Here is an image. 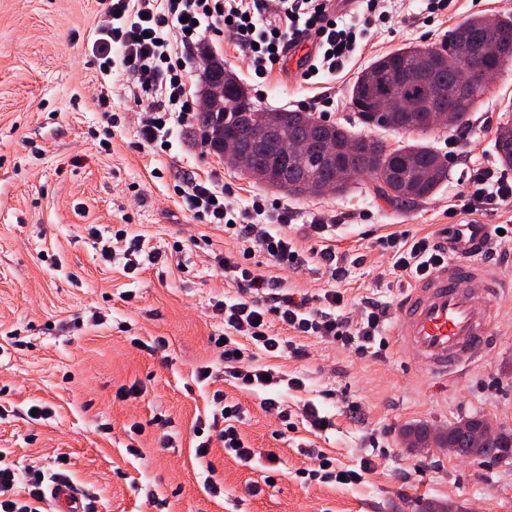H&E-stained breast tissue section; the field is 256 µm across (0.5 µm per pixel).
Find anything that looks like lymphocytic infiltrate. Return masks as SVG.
Masks as SVG:
<instances>
[{
  "label": "lymphocytic infiltrate",
  "instance_id": "obj_1",
  "mask_svg": "<svg viewBox=\"0 0 512 512\" xmlns=\"http://www.w3.org/2000/svg\"><path fill=\"white\" fill-rule=\"evenodd\" d=\"M98 23L92 54L104 73H134L147 100L148 118L139 129L140 139L157 143L168 133L172 115L189 119L198 112L197 98L190 96L177 69L180 48L198 42L202 32L229 33L237 45L248 49L255 73L271 72L288 42L309 31L320 37L318 52L307 70L336 73L356 51L364 33L355 27H339L328 13L325 0H281L277 25H263L254 17L256 0H96ZM180 196L201 224H218L242 241H252L274 262L297 261L299 254L287 224L275 231L257 232L246 211L237 212L224 200V184L217 175L190 181ZM395 264L402 276L426 275L444 262L438 243L423 237L408 241L391 237ZM221 269L231 274L238 288L234 301L224 307V327L230 337L224 343V366L230 377L247 390L268 387L265 367L247 363V351L266 354L291 349L303 356L300 347H288L286 333L337 339L367 353L387 319L385 307L367 304L360 318L340 314V294L330 290L312 307L308 297L273 291L272 282L249 268L224 260Z\"/></svg>",
  "mask_w": 512,
  "mask_h": 512
}]
</instances>
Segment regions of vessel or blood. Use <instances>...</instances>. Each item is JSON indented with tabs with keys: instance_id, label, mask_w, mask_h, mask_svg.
<instances>
[{
	"instance_id": "obj_1",
	"label": "vessel or blood",
	"mask_w": 512,
	"mask_h": 512,
	"mask_svg": "<svg viewBox=\"0 0 512 512\" xmlns=\"http://www.w3.org/2000/svg\"><path fill=\"white\" fill-rule=\"evenodd\" d=\"M317 35H304L284 51V74L296 80L308 68ZM488 243L487 227L467 224L452 229L444 242L446 263L415 280L400 303L393 329L396 345L420 357L430 374L445 381L473 366L489 336L485 297L500 294L503 284L475 262ZM47 512H85L82 493L69 482L51 484Z\"/></svg>"
}]
</instances>
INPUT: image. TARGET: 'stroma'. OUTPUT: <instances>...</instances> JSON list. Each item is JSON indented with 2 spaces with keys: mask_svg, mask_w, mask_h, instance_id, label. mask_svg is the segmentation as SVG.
I'll list each match as a JSON object with an SVG mask.
<instances>
[{
  "mask_svg": "<svg viewBox=\"0 0 512 512\" xmlns=\"http://www.w3.org/2000/svg\"><path fill=\"white\" fill-rule=\"evenodd\" d=\"M428 3L379 0L372 13L339 16L366 25V38L342 71L293 85L279 70L257 78L231 36L202 41L259 107L304 110L395 147L410 134L365 128L348 95L356 77L398 48L444 43L471 17L512 16V0H450L435 13ZM96 23L94 0H0V461L20 474L65 472L101 512H422L426 501L448 499L462 512H512V458L417 456L399 437L408 423L445 427L473 415L512 429V293L500 298L485 358L460 378L432 380L386 329L363 355L316 336L300 337L302 358L254 352L280 381L247 392L220 359L221 303L237 287L216 267L230 254L296 292L336 290L345 310L376 301L396 311L411 281L392 267L389 235L436 241L452 224L512 227V207L464 209L471 172L497 164L512 69L491 81L467 127L429 134L448 159V179L432 197L392 205L358 178L342 195L297 198L241 175L179 118L167 147L141 146L138 81L100 73ZM210 171L233 208L263 199L259 228L287 212L298 270L196 223L177 190ZM320 219L318 238L310 226ZM119 233L142 236L133 259L117 247ZM323 244L336 250L339 277L315 253ZM292 377L303 388L289 387ZM217 390L240 405L253 462L225 452L209 430ZM268 398L278 409H266ZM311 404L330 417L327 430L310 428ZM204 442L209 451L197 456ZM271 454L270 473L259 464ZM324 459L336 470L364 460L371 468L354 484L310 477ZM209 477L223 483L222 496L208 493Z\"/></svg>",
  "mask_w": 512,
  "mask_h": 512,
  "instance_id": "obj_1",
  "label": "stroma"
}]
</instances>
